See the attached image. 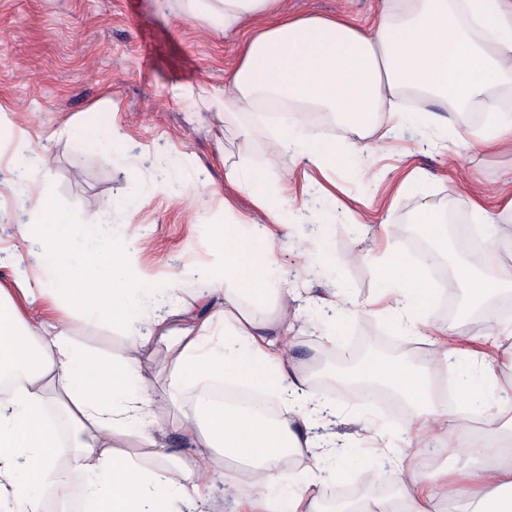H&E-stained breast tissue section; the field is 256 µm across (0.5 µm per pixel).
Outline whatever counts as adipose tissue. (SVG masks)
I'll list each match as a JSON object with an SVG mask.
<instances>
[{
	"mask_svg": "<svg viewBox=\"0 0 512 512\" xmlns=\"http://www.w3.org/2000/svg\"><path fill=\"white\" fill-rule=\"evenodd\" d=\"M187 14L241 37L239 61L223 94L198 87V101L233 116L261 106L291 103L328 112L359 130L375 126L400 92L416 95L418 107L403 113L427 123L436 101L464 109L482 106L488 117L474 133L481 148L512 142V114L500 106L497 89L512 85V0H382L365 22L343 17L287 13L283 0H185ZM270 151L300 158L325 170L350 161L356 143L309 137L300 127L270 123ZM224 178L245 188L252 219L225 225L214 239L223 261L219 271L196 272L202 287L194 300L177 296L186 270L172 271L163 288L129 273L138 240L126 225L102 229L99 222L74 223L47 193L30 198L31 219L22 224L35 247L16 264L36 266V282L0 287V512H44L43 493L67 500L79 485L83 512H218L200 487L217 461L242 463L232 483L239 501L269 504L273 490L290 493L279 512H325L320 501L331 478L327 460L346 454L337 441L335 405L317 397L309 365L283 356L271 329L293 331L292 292L280 298L275 321L263 305L282 271L276 256L282 209L268 191L264 171L243 160L224 163ZM377 301L396 327L432 344L423 369L366 358L359 371L393 388L413 406L404 428L417 438L452 432L462 410L483 417L489 431L512 441L498 414L489 412L500 390L496 360L470 359L462 410H449L431 374L448 367L440 342L448 330L434 317L435 289L427 264L387 247L379 259ZM43 301L69 316L125 330V354L110 359L77 346L58 325L25 316L24 304ZM154 341L167 352V388L155 387L140 371L141 356ZM201 378L254 388L282 409L269 418L242 406L198 401L184 412L179 398ZM57 405L69 428L68 468L59 469L58 425L47 414ZM180 433L188 452L166 450L169 433ZM151 449L147 466L130 446ZM478 458L469 477L477 484L467 512H512V466L485 447L468 446ZM396 500L372 507L348 502L341 512H427L436 481L419 468H404Z\"/></svg>",
	"mask_w": 512,
	"mask_h": 512,
	"instance_id": "ef3b65f1",
	"label": "adipose tissue"
}]
</instances>
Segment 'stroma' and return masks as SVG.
<instances>
[{
	"mask_svg": "<svg viewBox=\"0 0 512 512\" xmlns=\"http://www.w3.org/2000/svg\"><path fill=\"white\" fill-rule=\"evenodd\" d=\"M377 4L378 0H285L293 12L360 20L368 18ZM238 55L235 38L185 15L179 0H0V131L24 133L32 155L47 156L48 169L39 184L76 221L130 223L140 242L139 273L160 285L173 270L208 267L219 260L213 240L226 222L220 153L247 159L265 170L272 193L304 199L314 209H327L322 187L334 181L341 205L331 225L322 230L313 224L290 228L294 236H324L326 257L303 259L282 242L278 259L308 280L314 293L344 295L350 313L337 318L335 341L329 345L311 331L323 322L319 312L301 308L300 322L308 330L291 337L292 354L316 368L328 357L352 354L374 343L390 360L418 364L426 356L427 344L403 335L386 318L359 310L376 293L381 248H373L369 257L355 264L346 258L359 249L364 233H378L383 223L394 229V246L406 249L420 213L432 207L461 216L459 223L448 226L447 263L453 279L450 285H438V296L451 288L465 293L469 278L490 279L512 271V245L500 247L494 265L479 267L461 258L457 234L458 225L472 224L477 204L497 220L512 221V214L501 211L492 196L512 178V154L469 147L463 137L479 130V123L470 112H451L443 105L436 111L447 115L444 126L395 123L389 113H380L378 122L392 126L389 151L383 156L369 151L371 136L327 119L312 124L309 136L362 145L355 164L282 183L284 159L269 150L259 113L245 112L228 120L223 113L198 110L185 95L186 89L202 83L223 88ZM92 112L111 120L122 139L121 149L139 156L138 171L122 168L107 148L90 147L78 137H54L63 123L82 125ZM244 126L253 127L251 138L240 136ZM20 163L9 140L0 141V283L7 286L22 276H40L38 269L18 267L10 260L30 247L16 231L28 215L9 186ZM363 167L377 172L376 182L360 178ZM410 172L417 175V184L401 189V180ZM438 318L448 321V344L460 357L474 350L495 353L496 338L485 312L474 309L453 321L442 312ZM64 329L77 343L99 353L119 357L127 348V337L107 325L71 317ZM323 397L341 411L335 430L342 440L357 443L368 419L398 432V455L448 481V496L435 502V512H464L469 488L457 477L469 462L455 439L411 448L407 434L400 431L401 419L369 395L335 390ZM335 466L343 476L333 489L344 500L390 499L397 494L392 466L372 449L362 448ZM364 467L382 471V478L366 484L360 477Z\"/></svg>",
	"mask_w": 512,
	"mask_h": 512,
	"instance_id": "obj_1",
	"label": "stroma"
}]
</instances>
